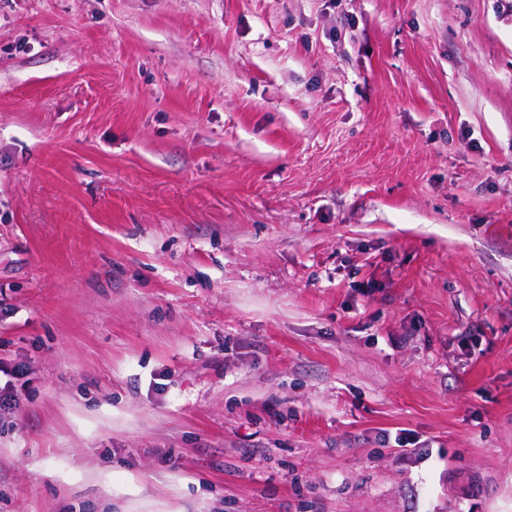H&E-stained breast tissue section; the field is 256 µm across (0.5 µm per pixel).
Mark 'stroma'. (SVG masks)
<instances>
[{
  "label": "stroma",
  "instance_id": "35a3bbf8",
  "mask_svg": "<svg viewBox=\"0 0 512 512\" xmlns=\"http://www.w3.org/2000/svg\"><path fill=\"white\" fill-rule=\"evenodd\" d=\"M0 512H512V0H0Z\"/></svg>",
  "mask_w": 512,
  "mask_h": 512
}]
</instances>
